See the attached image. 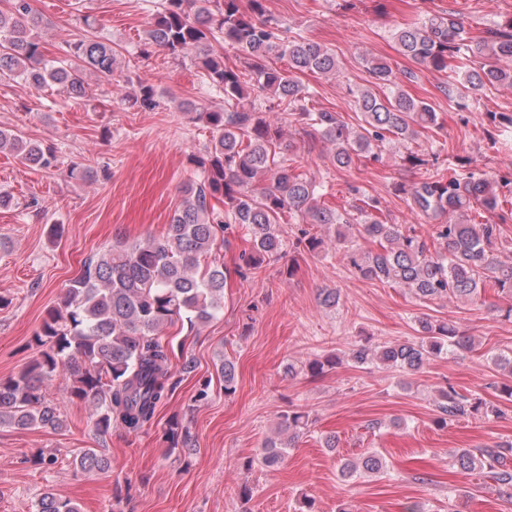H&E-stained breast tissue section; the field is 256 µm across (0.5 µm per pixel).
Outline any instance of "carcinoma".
Returning <instances> with one entry per match:
<instances>
[{
    "instance_id": "obj_1",
    "label": "carcinoma",
    "mask_w": 512,
    "mask_h": 512,
    "mask_svg": "<svg viewBox=\"0 0 512 512\" xmlns=\"http://www.w3.org/2000/svg\"><path fill=\"white\" fill-rule=\"evenodd\" d=\"M3 2L0 80H21L35 89L55 85L67 98L79 99L86 93L85 72L113 74L116 50L102 37L84 35L68 44L64 57L47 59L40 39L43 19L30 0ZM214 2L211 10L201 0H163L147 30L148 43L177 55L221 37L244 55L252 84L246 85L239 70L225 64L223 57L209 53L203 59L206 79L224 90V108L196 113L213 133L207 157L192 158L203 169V180L186 186L162 237L112 247L85 262L82 274L47 311L35 333L38 356L16 375L0 378V428H62L60 409L43 394V384L60 373L69 380L65 399L91 407L98 437H106L115 424L137 433L152 423L175 385L176 352L172 343L161 340L162 333L184 320L192 328L203 325L224 306V266L212 259L219 225L215 201L224 203V224H242L251 233V250L241 255L248 271L281 253L278 226L282 215L289 213L310 224L335 227L336 241L350 268L363 279L402 286L427 301L454 298L472 303L480 299L479 288L491 281L499 293L512 298V263H503L495 254L499 226L469 218L478 207L486 212L498 207L495 181L489 174L460 160L448 168L446 177L401 187L418 210L446 218L433 225L427 237L378 220L373 215L379 210L375 198L362 200L353 214L339 213L320 205L315 182L285 165L281 132L271 127L265 113L256 111L251 93L276 99L292 111L296 122L317 130L333 146L332 163L341 169L352 167L388 136L413 140L435 126L433 105L402 89L389 64L364 56L362 63L373 84L387 93L351 91L358 125H349L336 112L314 111L306 104L309 92L297 73L334 74L336 55L301 36L278 44L280 24L267 15L266 0H249L247 12L241 10L240 0ZM394 40L403 56L437 72L454 73L453 81L464 90V98L512 86V70L497 65L499 60L512 59V19L475 43L451 16L397 28ZM274 53L288 57V68L270 64ZM132 103L141 110H155V89L139 86ZM5 151L43 169L58 164L53 148L0 128V152ZM352 229L374 247L363 249L351 237ZM323 244V238L307 230L296 239V248L309 252ZM418 324L420 340L374 348L356 345L348 360L357 367L375 363L415 373L435 358L458 356L475 346L474 339L453 323L426 317L418 319ZM341 363L339 356L330 355L322 361L310 360L304 367L316 377ZM495 365L507 377L495 389L500 398L512 402V355H499ZM218 373L224 379V394L234 393V363L224 359ZM488 411L486 401L464 395L450 383L440 391L435 423L444 427ZM306 425L302 411L282 414L279 438L266 439L246 466L256 462L266 468L278 466ZM166 438L172 452L193 450L188 428L177 419L168 423ZM453 465L486 476L500 498L512 499V443L461 448L454 454ZM73 466L77 472L94 473L109 470L111 464L96 449L86 448L74 457ZM384 469L385 462L376 453L343 458L339 464L345 481ZM36 512L80 509L73 500L46 491L36 502Z\"/></svg>"
}]
</instances>
